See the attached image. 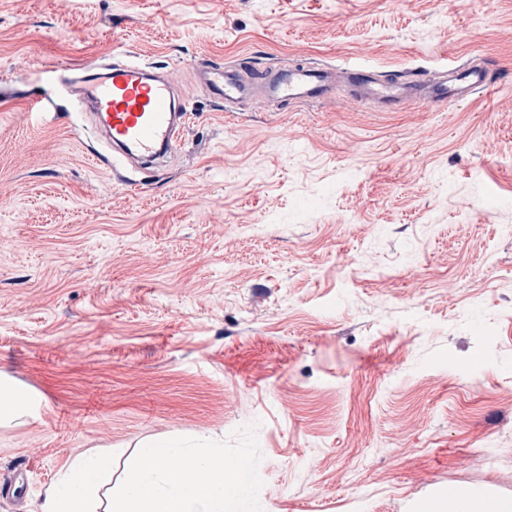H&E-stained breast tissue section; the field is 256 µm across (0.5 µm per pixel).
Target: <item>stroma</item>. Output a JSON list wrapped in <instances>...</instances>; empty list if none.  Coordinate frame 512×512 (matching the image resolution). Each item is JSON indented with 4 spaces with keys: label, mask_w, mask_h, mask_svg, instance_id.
I'll list each match as a JSON object with an SVG mask.
<instances>
[{
    "label": "stroma",
    "mask_w": 512,
    "mask_h": 512,
    "mask_svg": "<svg viewBox=\"0 0 512 512\" xmlns=\"http://www.w3.org/2000/svg\"><path fill=\"white\" fill-rule=\"evenodd\" d=\"M483 57L477 100L209 98L200 63ZM119 58L172 73L177 154L113 160L62 89ZM47 111L31 115L28 102ZM0 512L71 460L256 425L262 512L512 502V0H0ZM40 400L33 393L16 387L7 380H0V423L22 416H33Z\"/></svg>",
    "instance_id": "stroma-1"
}]
</instances>
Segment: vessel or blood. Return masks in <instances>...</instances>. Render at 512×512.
I'll use <instances>...</instances> for the list:
<instances>
[{
	"mask_svg": "<svg viewBox=\"0 0 512 512\" xmlns=\"http://www.w3.org/2000/svg\"><path fill=\"white\" fill-rule=\"evenodd\" d=\"M342 74L361 88L364 99H377L388 106L414 98L434 103L470 101L494 89L484 61L478 58L387 83L376 79L367 68L348 67ZM197 75L206 94L227 102L268 85L281 100L302 101L327 96L335 72L297 66L282 72L273 82L265 74L244 77L228 67L203 65ZM174 88L171 74L156 76L146 67L129 62L114 64L104 73L87 71L73 93L98 117L113 148L122 150L126 157L152 161L174 152L175 127L187 119L185 108L175 104Z\"/></svg>",
	"mask_w": 512,
	"mask_h": 512,
	"instance_id": "vessel-or-blood-1",
	"label": "vessel or blood"
}]
</instances>
